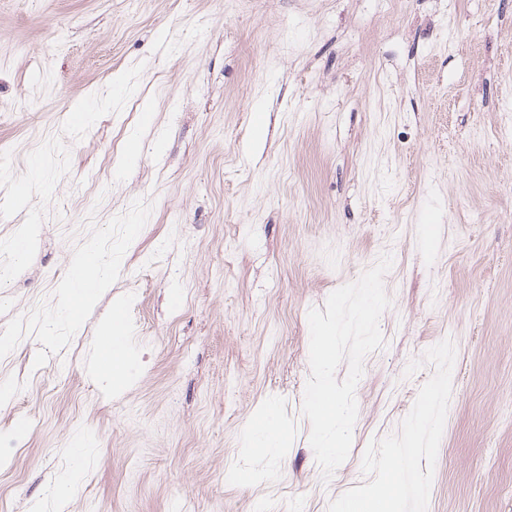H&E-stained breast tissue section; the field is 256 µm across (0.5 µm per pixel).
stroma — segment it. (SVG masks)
I'll list each match as a JSON object with an SVG mask.
<instances>
[{
	"mask_svg": "<svg viewBox=\"0 0 512 512\" xmlns=\"http://www.w3.org/2000/svg\"><path fill=\"white\" fill-rule=\"evenodd\" d=\"M0 148V512H337L442 379L420 512H512V0H0ZM91 246L112 286L74 328ZM386 253L327 479L308 313ZM83 260L94 269L98 280L97 288L92 292H86L95 287L96 282L82 265V258L75 262L76 285L72 284L65 293L64 306L67 311V319L75 322L78 315L85 309L97 303L111 288L112 283V258H105L96 248L88 249L83 254ZM83 288V289H81ZM124 323V310L121 307L115 308L111 319L113 330L107 336L99 339L100 346L112 351V354L109 351L106 352L107 365L100 371L101 377L110 384H112V378L127 377L132 370L128 352L120 350L128 346V336L125 334ZM112 346L119 350L112 349Z\"/></svg>",
	"mask_w": 512,
	"mask_h": 512,
	"instance_id": "obj_1",
	"label": "stroma"
}]
</instances>
